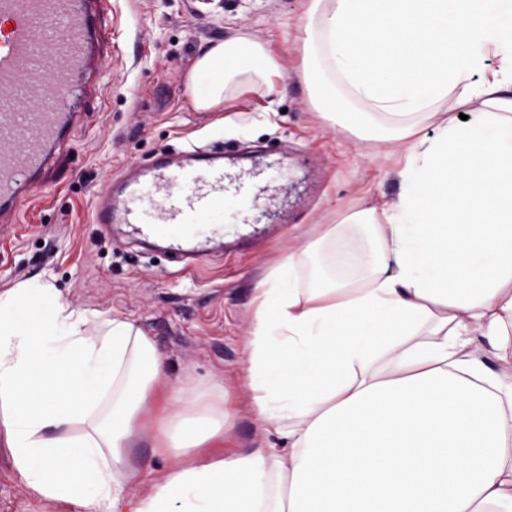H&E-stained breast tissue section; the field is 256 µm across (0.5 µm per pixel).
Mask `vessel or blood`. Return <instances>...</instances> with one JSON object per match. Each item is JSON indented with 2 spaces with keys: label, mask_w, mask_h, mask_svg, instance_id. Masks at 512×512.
<instances>
[{
  "label": "vessel or blood",
  "mask_w": 512,
  "mask_h": 512,
  "mask_svg": "<svg viewBox=\"0 0 512 512\" xmlns=\"http://www.w3.org/2000/svg\"><path fill=\"white\" fill-rule=\"evenodd\" d=\"M109 11V0H0V237L50 183L82 121L78 100L98 94L112 62ZM277 174L259 157L237 167L220 149L161 151L148 167L109 179L94 196L92 221L127 225L131 236L163 240L197 261L264 221L260 188ZM228 197L241 203L229 218Z\"/></svg>",
  "instance_id": "obj_1"
}]
</instances>
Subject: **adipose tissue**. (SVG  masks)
Here are the masks:
<instances>
[{"instance_id": "ef3b65f1", "label": "adipose tissue", "mask_w": 512, "mask_h": 512, "mask_svg": "<svg viewBox=\"0 0 512 512\" xmlns=\"http://www.w3.org/2000/svg\"><path fill=\"white\" fill-rule=\"evenodd\" d=\"M304 43L313 107L401 144L399 191L322 225L258 282L246 387L265 446L130 495L128 448L164 360L132 323L24 281L0 292V434L39 498L72 512H512V0H312ZM278 70L259 43H214L188 76L192 103L212 110L229 76ZM171 399L159 448L185 454L231 424L211 400Z\"/></svg>"}]
</instances>
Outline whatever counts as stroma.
<instances>
[{
    "label": "stroma",
    "mask_w": 512,
    "mask_h": 512,
    "mask_svg": "<svg viewBox=\"0 0 512 512\" xmlns=\"http://www.w3.org/2000/svg\"><path fill=\"white\" fill-rule=\"evenodd\" d=\"M115 56L101 97L87 103L55 181L26 202L21 228L0 241V292L26 280L50 282L72 308L132 322L165 359V376L130 450L140 478L163 477L176 462L196 465L260 447L264 433L244 386L245 336L256 283L323 224L383 207L398 191L399 155L387 140L341 130L312 108L302 24L310 0H111ZM245 37L280 64L278 76L227 78L224 102L196 110L187 76L212 43ZM216 146L267 159L287 158L276 184L277 224L215 250L196 267L144 251L124 225L91 221L95 192L128 163L161 149ZM195 389L217 382L233 426L182 460L156 446L157 421L186 377ZM0 512H70L36 497L19 480L0 436Z\"/></svg>",
    "instance_id": "stroma-1"
}]
</instances>
